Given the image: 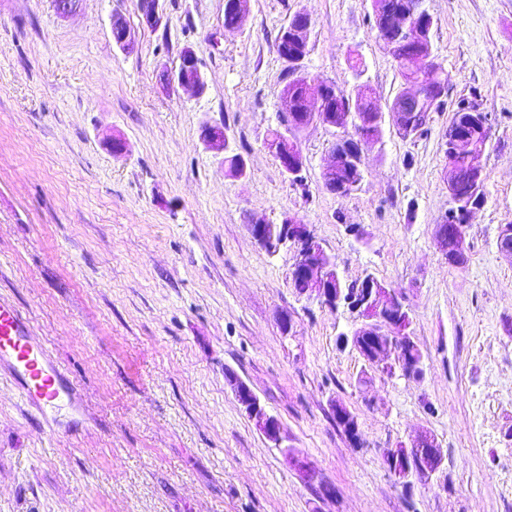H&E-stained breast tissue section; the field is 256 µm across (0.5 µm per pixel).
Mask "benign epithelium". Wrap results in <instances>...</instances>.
<instances>
[{"label":"benign epithelium","instance_id":"benign-epithelium-1","mask_svg":"<svg viewBox=\"0 0 512 512\" xmlns=\"http://www.w3.org/2000/svg\"><path fill=\"white\" fill-rule=\"evenodd\" d=\"M139 10L142 22L146 26L155 28L160 25L163 15L161 0H139ZM406 18L407 14L401 12L389 16L388 23L399 32V37L393 45L403 48V53L410 54L416 63L426 56V52L425 49L414 45L416 37L407 26ZM110 28L112 38L119 48L129 50L133 47L134 34L120 13H112ZM162 80L168 86L176 85L182 89H190L198 96L203 95L207 89L206 80L199 69L196 70V77L191 80L184 77L178 68L164 72ZM416 89L417 86L414 84L407 85L404 97L391 105L386 114L346 113L338 117L325 112L327 89L315 80L307 82L303 91L302 106L282 113L283 135L277 149L282 171L291 181H298L304 167V158L292 132L314 123L341 132L351 129L356 131L357 150L354 152L353 161L360 167L364 166L367 148L378 141L376 132L382 130L386 119H391L397 130L407 135L414 134L425 124L426 114L410 109L417 96ZM202 138L212 151L221 153L228 147V143L224 142L222 127H204ZM459 153L469 155V170L462 183L455 178L448 180V195L453 202L452 214L457 217V223L447 224L442 221L436 225L438 244L452 243L451 250L443 251V255L448 264L453 266H461L466 260V224L469 223L474 210L478 209L479 191L485 181L482 164L484 147L476 144L469 134L455 131L448 134L446 168H451L452 159ZM346 166L347 157L334 150L322 172L323 180L337 187L340 193L345 191L346 185L336 181V172ZM249 230L253 239L261 245H266L272 253L279 251L281 246L289 242L293 243L297 248L292 269V283L296 284V291L318 300L329 308H338L336 290L326 287L328 280L336 278L335 266L307 225L297 224L288 219L281 225L277 234L274 233V225L266 222L251 224ZM351 301L352 311L363 320L362 326L352 334V339L355 340L359 336L365 338V342L359 343V346L365 352L364 360L369 367L390 377L400 374L406 378L422 379L423 364H414L409 358L408 350L415 349L416 344L409 333L408 312L396 289L376 285L369 280L365 287L357 290ZM227 376L239 404L255 425L268 440L277 445L281 444V425L277 418L268 414L259 398L244 381L230 370L227 371ZM284 458L306 482H311L314 470L304 457L295 449L287 448L284 450ZM385 463L398 479L402 490L407 492L412 488V478L428 479L435 474L443 463V457L435 437L428 432H420L412 436L410 446L402 445L390 450L385 456Z\"/></svg>","mask_w":512,"mask_h":512}]
</instances>
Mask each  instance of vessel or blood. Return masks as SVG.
Listing matches in <instances>:
<instances>
[{"mask_svg":"<svg viewBox=\"0 0 512 512\" xmlns=\"http://www.w3.org/2000/svg\"><path fill=\"white\" fill-rule=\"evenodd\" d=\"M0 366L14 377L24 402L36 412L74 402V390L61 377L39 344L26 317L10 301L0 299Z\"/></svg>","mask_w":512,"mask_h":512,"instance_id":"1","label":"vessel or blood"}]
</instances>
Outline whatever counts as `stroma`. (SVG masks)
I'll return each instance as SVG.
<instances>
[{"label": "stroma", "instance_id": "stroma-1", "mask_svg": "<svg viewBox=\"0 0 512 512\" xmlns=\"http://www.w3.org/2000/svg\"><path fill=\"white\" fill-rule=\"evenodd\" d=\"M424 6L445 104L424 135L385 124L360 187L339 196L322 180L333 130L298 132V183L265 145L288 81L275 39L309 14L303 70L347 93L370 85L388 111L401 78L372 0H248L235 30L224 0H163L155 29L138 0H79L65 18L52 0H0V298L81 401L39 415L0 369V512H512V256L497 247L512 224V0ZM115 12L131 50L112 38ZM188 48L200 96L159 81ZM462 99L492 129L485 200L456 267L435 229L452 206L444 142ZM208 123L226 127L244 175L205 147ZM287 217L310 225L341 279L400 293L422 380L371 370L342 343L354 315L295 292L293 247L267 253L249 232ZM228 369L333 497L286 465ZM337 402L361 446L337 425ZM423 430L444 462L407 494L383 456ZM110 28L112 38L119 48L122 50H129L133 47L135 36L120 13H112ZM227 376L239 404L243 406L248 416L268 440L280 446L282 441L281 425L277 418L268 414L259 398L244 381L230 370H227Z\"/></svg>", "mask_w": 512, "mask_h": 512}]
</instances>
